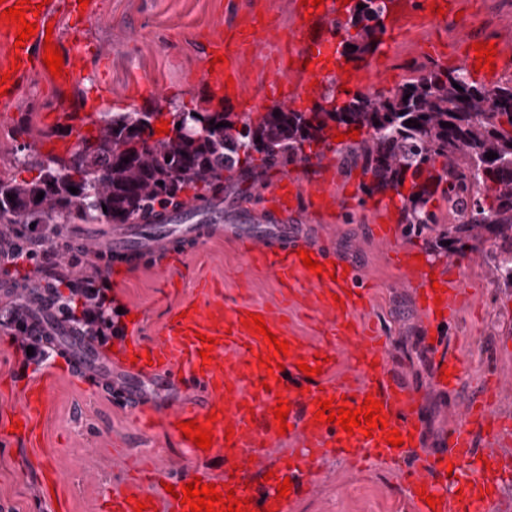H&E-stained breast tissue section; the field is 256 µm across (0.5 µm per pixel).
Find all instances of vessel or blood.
<instances>
[{
  "instance_id": "obj_1",
  "label": "vessel or blood",
  "mask_w": 512,
  "mask_h": 512,
  "mask_svg": "<svg viewBox=\"0 0 512 512\" xmlns=\"http://www.w3.org/2000/svg\"><path fill=\"white\" fill-rule=\"evenodd\" d=\"M31 2L41 5L40 0ZM41 7V12L26 14L28 21L37 22L38 29L23 47L15 45L16 27L0 22V42L7 47L6 58L0 60V75L7 71L12 74L7 95L0 97L2 103L14 102L20 85L43 69L45 38H52L62 51L66 74L60 79L61 85H69L83 70L91 37L82 29L61 31L56 27L59 18L80 15L78 0H50ZM342 10L340 0H325L324 6L313 12H306L299 5L295 13L298 19L309 18L323 26ZM271 37L269 30L252 29L241 21L207 41V58L220 54L226 57L225 63L216 65L208 77L215 96L232 95L244 101L246 111H260V102L245 94L238 77L243 67L260 57ZM299 52L312 61V69L281 71L280 79L288 91L279 96V105L293 108L307 96L318 94L314 82L326 60L336 53L335 38L300 34ZM268 193L274 208L264 214L253 208L231 206L220 197H191L183 208L164 217L161 230L127 224L116 234H91L82 239L83 250L90 254L114 249L112 275L118 278L128 270L129 255L147 254L160 264L169 265L180 258L178 244L235 238L247 246L253 261L272 272L281 287L301 281L311 285L317 306L326 314L323 332L331 337L332 344L322 348L288 330L278 314L264 311L267 327L289 343L283 369L269 371L258 362L259 354L268 350L266 340L243 324L251 305L226 307L216 302L202 309L190 301L182 303L180 310L170 311L155 340L148 343L141 337H131L129 342L120 343L115 355L128 373L152 377L163 384H188L196 396L191 404L139 406L141 428L149 430L160 422L173 433L178 422H202L207 414L217 413L210 450L192 447L186 438L181 444L191 448L196 460L223 459L225 474L216 481L218 490L231 489L237 497L251 498L257 512L264 507L271 512H289L291 502L312 485L321 461L357 463L368 457L401 469L403 490L414 500L418 512H492L500 473L512 468V455L500 445L501 434L512 428V422L494 414L481 391L460 403L458 421L441 436L437 448L424 450L425 415L420 397L395 376L385 342L357 317L367 308V293L357 283L355 265L337 258L335 251L311 243L286 222L290 215L313 214L325 223H334L335 213L344 203L342 195L327 178L302 187L284 177L272 184ZM305 250L310 251L312 259L333 265V274L318 276L305 268L300 258ZM394 258L422 298L420 309L427 326L437 327L455 319L465 295L457 264L434 272L427 264L416 261L413 250L407 248L395 250ZM435 282L440 285L436 291L431 288ZM204 335L216 340L207 362L199 355L200 338ZM429 350L433 369H447L448 388H459L466 368L449 351L446 337H436ZM322 355L327 356V363H319ZM302 361L312 368L322 367V374L305 376L298 368ZM46 393L43 383H30L24 389L21 409L0 412V442L9 444L21 439L32 445L37 443ZM369 395L382 401L388 422L387 429L376 430L372 436H365L359 429L345 435L337 425L313 420L317 399L342 397L347 407L354 408ZM281 399L291 404L288 430L283 435L278 434V423L272 415ZM17 421L22 429L16 434L12 428ZM391 428L401 431L402 445L386 443ZM283 445L287 446V453L272 456V449ZM270 471L276 477L269 481L265 475ZM283 477L290 478L292 487L287 500L280 502L276 499L277 485ZM423 489L442 497V505L429 507L419 497ZM146 497L144 490L118 484L102 499L100 512H134L136 501Z\"/></svg>"
}]
</instances>
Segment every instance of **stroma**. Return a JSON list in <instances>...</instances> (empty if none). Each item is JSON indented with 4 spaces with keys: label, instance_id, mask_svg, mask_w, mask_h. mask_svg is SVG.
<instances>
[{
    "label": "stroma",
    "instance_id": "1",
    "mask_svg": "<svg viewBox=\"0 0 512 512\" xmlns=\"http://www.w3.org/2000/svg\"><path fill=\"white\" fill-rule=\"evenodd\" d=\"M290 0H98L97 14L88 20L91 35L101 46L100 54L86 66L82 78L69 89L56 86L50 72L35 73L25 82L10 105H0V180H29L40 165L53 160L70 161L71 153L45 151L51 139L71 140L70 128L53 123L57 112L82 114L87 127H99L105 112H177L206 107L238 112L230 100H218L203 82L205 39L260 4L276 27L265 52L278 62L288 60V39L299 26L289 7ZM461 18L429 16L380 46L370 63L376 74L373 89L388 91L413 76L415 68L432 65L433 45L445 47L446 68H455L457 40L463 34L488 37L512 51V0H458ZM334 164L340 185L350 190L335 223L318 224L311 235L336 248L341 257L351 258L369 286V314L386 337L391 367L409 387L418 389L426 415V447L455 418L463 398L472 393L441 390L432 374L426 346L425 325L418 312L407 277L394 264L390 253L373 239L370 226L378 216L373 202L400 210L398 196L387 192L368 195L364 184L370 176L361 169H347L342 153ZM320 165L311 163L275 167L263 181L237 177L224 184L226 198L259 206L275 177L287 175L300 185L311 184ZM437 216L435 225L419 232L399 228L398 245H412L434 264L448 262L435 242L455 216L448 213V195L436 191L427 204ZM50 245L67 252L63 267L44 260L33 264L25 254L0 259V313L21 304L29 288L54 281L66 289L86 279L101 280L103 266L78 249L81 234L92 231L91 221L79 218L59 221ZM496 247L492 236H484L475 250L462 257L460 275L468 294L462 312L448 330V338L478 382L494 376L503 384L489 395L488 404L498 415L512 419V288L498 285L492 276L491 257ZM125 279L112 283L106 295L116 313L112 320L121 334L137 330L152 339L178 305L207 303L200 284L216 287L225 305L245 302L256 307L284 308L288 326L309 340H317L321 318L312 297L300 305L288 304L285 292L266 269L253 263L231 241L212 240L185 254L181 265L165 269L153 261L136 258ZM138 324H131L130 316ZM49 376L53 379L43 411V433L38 446L23 442L0 445V512H55L30 463L39 456L45 469L60 467L62 478L57 496L67 512H99L102 498L112 486L141 469L188 470L209 478L224 470L222 461L195 460L163 425L141 430L133 406L112 403V389H134L146 405L191 401L192 393L165 387L148 377H135L113 364L100 381L83 382L59 370L57 360L26 363L24 353L12 340L7 326H0V410L21 405L27 382ZM290 512H415L401 490V474L372 459L361 466L327 460L319 466L314 489L296 501Z\"/></svg>",
    "mask_w": 512,
    "mask_h": 512
}]
</instances>
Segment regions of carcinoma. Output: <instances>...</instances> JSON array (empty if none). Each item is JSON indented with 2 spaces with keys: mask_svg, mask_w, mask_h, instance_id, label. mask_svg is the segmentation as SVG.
Wrapping results in <instances>:
<instances>
[{
  "mask_svg": "<svg viewBox=\"0 0 512 512\" xmlns=\"http://www.w3.org/2000/svg\"><path fill=\"white\" fill-rule=\"evenodd\" d=\"M358 3L364 8L355 7L335 22L336 33L347 34L339 54L348 62H364L378 49L388 12L387 0ZM196 114L214 121L202 139L182 132L183 125H193ZM171 116L172 132L160 136L154 127L160 113H114L103 120L97 137L82 140L72 163L53 161L30 181L0 180L5 233L70 215L103 218L110 224H147L156 210L182 205L180 193L193 184L210 185L218 194L224 180L237 174L259 178L266 168L308 164L306 149L325 143L334 130L354 128L366 133L349 153L353 163H362L363 174L371 175L364 192H395L407 223L421 229L436 223L426 206L432 186L445 181L448 210L461 217L440 233V241L450 242L448 254L473 250L484 234L492 235L500 241L494 279L512 288V82L487 85L471 79L463 67L434 65L387 92L330 88L308 112L275 105L255 121L207 108ZM408 120L421 127L406 125ZM219 122L224 126L215 127ZM443 122L451 126L443 127ZM490 151L497 158L487 159ZM70 186L78 192L71 193ZM40 192L44 196L38 200ZM48 307L90 335L102 324H113L93 280L70 289L67 297L52 283L34 289L7 324L17 336H33L29 321H43Z\"/></svg>",
  "mask_w": 512,
  "mask_h": 512,
  "instance_id": "carcinoma-1",
  "label": "carcinoma"
}]
</instances>
